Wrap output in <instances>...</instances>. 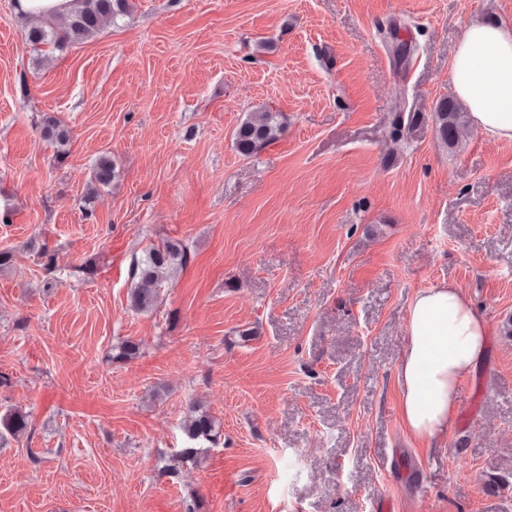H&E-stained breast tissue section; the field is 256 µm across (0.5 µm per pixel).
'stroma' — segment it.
Instances as JSON below:
<instances>
[{"instance_id": "stroma-1", "label": "stroma", "mask_w": 512, "mask_h": 512, "mask_svg": "<svg viewBox=\"0 0 512 512\" xmlns=\"http://www.w3.org/2000/svg\"><path fill=\"white\" fill-rule=\"evenodd\" d=\"M17 2L0 0V412L31 431L0 445V512H512V142L470 125L449 147L432 118L464 29L512 28V0H130L42 55ZM265 109L284 134L240 155ZM104 154L119 175L95 192ZM165 239L189 261L134 310L132 257ZM444 283L487 351L470 424L422 439L396 369L414 297ZM129 338L139 356L114 360ZM193 402L221 440L176 465ZM287 120L283 113L265 110L248 113L235 132L237 151L252 157L276 142L286 129ZM40 127L43 135L57 147L59 157L66 153L65 146L69 141V130L54 115L43 114L40 118Z\"/></svg>"}]
</instances>
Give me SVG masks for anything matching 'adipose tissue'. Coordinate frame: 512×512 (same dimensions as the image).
Returning <instances> with one entry per match:
<instances>
[{
	"label": "adipose tissue",
	"instance_id": "ef3b65f1",
	"mask_svg": "<svg viewBox=\"0 0 512 512\" xmlns=\"http://www.w3.org/2000/svg\"><path fill=\"white\" fill-rule=\"evenodd\" d=\"M452 85L472 123L492 138L512 141V29L470 24L452 57ZM409 342L397 369L402 419L416 437L447 430L458 388L482 361L487 322L460 288L420 291L409 312Z\"/></svg>",
	"mask_w": 512,
	"mask_h": 512
}]
</instances>
